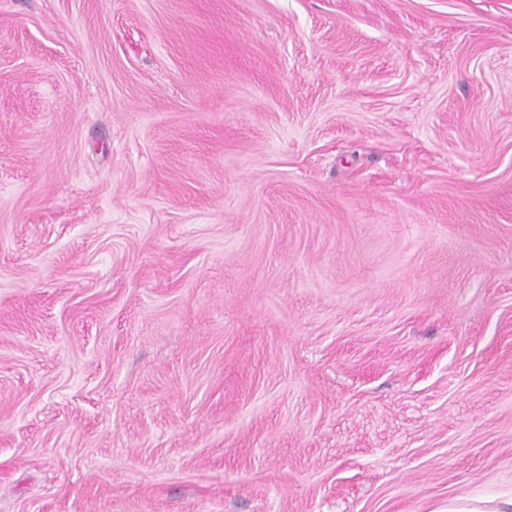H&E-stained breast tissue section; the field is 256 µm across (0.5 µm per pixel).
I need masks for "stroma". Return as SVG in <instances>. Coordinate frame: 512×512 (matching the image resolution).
Instances as JSON below:
<instances>
[{"instance_id":"obj_1","label":"stroma","mask_w":512,"mask_h":512,"mask_svg":"<svg viewBox=\"0 0 512 512\" xmlns=\"http://www.w3.org/2000/svg\"><path fill=\"white\" fill-rule=\"evenodd\" d=\"M512 497V0H0V512Z\"/></svg>"}]
</instances>
